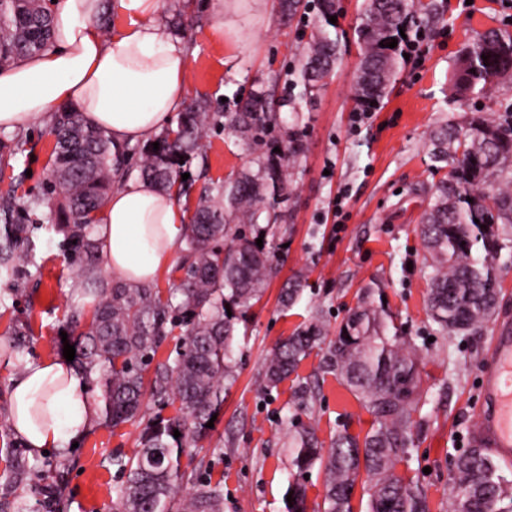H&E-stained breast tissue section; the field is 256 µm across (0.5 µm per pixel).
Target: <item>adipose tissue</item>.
I'll return each instance as SVG.
<instances>
[{
    "instance_id": "obj_1",
    "label": "adipose tissue",
    "mask_w": 512,
    "mask_h": 512,
    "mask_svg": "<svg viewBox=\"0 0 512 512\" xmlns=\"http://www.w3.org/2000/svg\"><path fill=\"white\" fill-rule=\"evenodd\" d=\"M161 8L162 0H114L116 21L106 32L95 22L102 0H55L50 47L0 68V128H24L72 104L118 146L165 129L187 95L189 58L159 21ZM186 219L175 193L127 182L96 215L102 265L129 284L154 282L177 259ZM96 418L70 361L20 362L10 421L28 448L64 450Z\"/></svg>"
}]
</instances>
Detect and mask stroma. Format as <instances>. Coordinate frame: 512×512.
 <instances>
[{
    "label": "stroma",
    "mask_w": 512,
    "mask_h": 512,
    "mask_svg": "<svg viewBox=\"0 0 512 512\" xmlns=\"http://www.w3.org/2000/svg\"><path fill=\"white\" fill-rule=\"evenodd\" d=\"M438 13L423 27L420 54L400 62L398 78L383 103L364 122H355L353 74L359 62L354 29L364 0H338L341 59L317 97L282 100L318 18L317 0H301L297 15L282 18L279 0H224V34L210 30L215 0H192L182 37L189 55L188 96L203 98L224 112L238 109V96L264 91L285 131L296 132L304 146L289 165L292 192L282 203L285 231L277 233L278 268L258 304L248 315L247 333L235 347L237 379L224 389L222 410L200 441L186 469L181 493L200 478L221 482L224 512H287L289 417L315 423L327 442L341 425L367 431L372 417L333 376H326L313 403L300 408L294 389L313 378L318 356L305 359L297 376L277 389L264 390L263 364L274 344L311 317H319L335 335L343 318L367 292L382 293L402 331L411 336L421 361L425 403L409 459L399 474L424 489L430 512H448L451 461L468 448L469 435L482 410L481 364L495 334L487 323L475 335H436L425 310L430 269L420 237L427 196L440 179L429 159V133L465 114L481 113L498 122L512 121V84L492 87L485 95L449 106L453 63L459 52L489 29L512 33V0H435ZM50 121L19 130L24 153L0 167V190L42 194L55 138ZM205 162L191 161L192 197L209 183L252 166L254 146L230 130H209L203 140ZM40 214L36 264L25 291L12 293L11 280L0 276V470L13 453L41 462H65L57 495L46 499L31 486L0 496L20 499L26 512H112L120 479L111 459L133 454L141 426L112 428L95 423L77 447L59 452L27 448L9 423V393L18 359H59L63 336L86 330L91 304L76 296L78 260L61 247L49 208ZM305 275L307 285L290 309H282L283 284ZM28 334L19 350H10L19 328Z\"/></svg>",
    "instance_id": "obj_1"
}]
</instances>
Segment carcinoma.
Returning a JSON list of instances; mask_svg holds the SVG:
<instances>
[{
	"label": "carcinoma",
	"mask_w": 512,
	"mask_h": 512,
	"mask_svg": "<svg viewBox=\"0 0 512 512\" xmlns=\"http://www.w3.org/2000/svg\"><path fill=\"white\" fill-rule=\"evenodd\" d=\"M318 10L306 60L292 81L302 100L315 97L337 61V25L329 22L337 15L336 0H318ZM436 12L433 2L367 0L356 29L360 61L353 96L358 105L378 107L396 82L398 48L387 44L398 38L399 28ZM51 38V12L44 0H0V66L46 49ZM468 50V56L457 59L451 99L479 96L493 84L512 82V36L490 29ZM275 120L261 92L230 113L210 112L207 100L195 99L178 113L176 128L157 138L159 150L146 151L141 172L161 190L174 189L178 197H187L192 183L181 174L202 152L209 126L222 122L242 140L258 145ZM51 128L56 142L46 196L23 199L13 188L0 192V274L15 283L27 281L36 250L31 216L57 199L58 231L64 245L82 256L81 296L93 304L87 330L70 345L85 373H99L105 421L117 427L144 420L147 395L179 403L176 417L145 419L134 455L112 456V467L122 477L113 512H223L220 484L209 479L199 481L192 493L179 495L181 458L220 410L223 383L235 378L237 326L261 300L277 264V249L266 237L276 234L278 208L288 194L282 161L296 162L301 144L291 141L276 156L260 155L256 168L230 182L214 183L199 195L186 224L177 267L182 275L164 294L150 285L103 281L96 243L89 235L131 150L113 147L110 136L76 108L53 113ZM429 141L432 169L449 172L436 184L421 224L432 269L428 315L440 335L469 336L496 313L498 261L502 250L512 249V127L470 117L436 127ZM261 236L265 240L260 248L256 239ZM302 291L301 278L286 282L282 307L293 306ZM176 327L185 328L182 344L174 356L155 362L159 347ZM316 348L321 353L319 372L335 376L352 392L374 424L362 437L344 427L325 448L312 424L291 419L288 512H308L306 487L299 477L315 468L324 484L317 512H355L353 494L359 483L367 495L364 512H430L425 491L396 472L413 444V413L422 398L419 357L408 337L389 312L364 298L339 324L336 336L327 338L323 326L312 321L279 341L264 361V388L278 387ZM35 471L29 460L17 456L9 482L22 485ZM499 471L486 448L473 446L459 453L448 512H512V490Z\"/></svg>",
	"instance_id": "cac0c4a2"
}]
</instances>
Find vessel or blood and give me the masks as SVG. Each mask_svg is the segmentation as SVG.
<instances>
[{
  "instance_id": "b4317fda",
  "label": "vessel or blood",
  "mask_w": 512,
  "mask_h": 512,
  "mask_svg": "<svg viewBox=\"0 0 512 512\" xmlns=\"http://www.w3.org/2000/svg\"><path fill=\"white\" fill-rule=\"evenodd\" d=\"M484 410L475 431V443L512 459V320L503 319L495 329L494 346L483 362Z\"/></svg>"
}]
</instances>
